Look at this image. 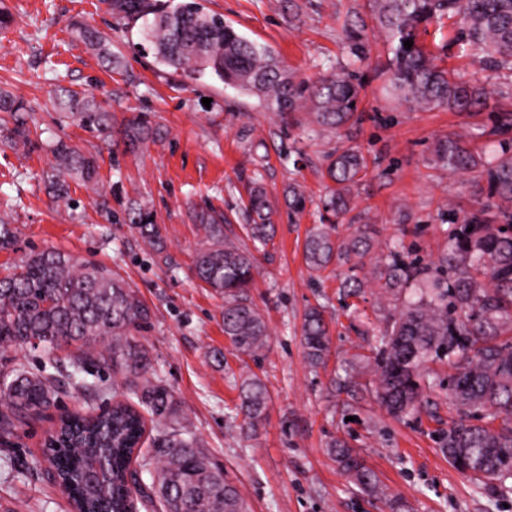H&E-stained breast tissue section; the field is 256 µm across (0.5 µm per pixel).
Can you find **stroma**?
Wrapping results in <instances>:
<instances>
[{
    "mask_svg": "<svg viewBox=\"0 0 512 512\" xmlns=\"http://www.w3.org/2000/svg\"><path fill=\"white\" fill-rule=\"evenodd\" d=\"M205 10L250 40L267 45L288 69L316 78L356 64L361 114L352 127L319 131L307 113L284 119L256 97L210 76L193 80L138 49L139 28L108 13L102 0H0L14 22L0 32V90L27 106L29 143L0 141V216L16 230L14 247L0 250V273L33 250L54 248L110 269L136 289L151 319L134 338L150 353L163 383L173 390L189 429L213 463L250 506V512H512V493L475 486L445 458L437 443L455 411L448 402L447 361L429 365L434 384L427 411L392 418L374 400V348L391 323L396 300L377 281L344 297L348 266L308 269L303 246L321 223L330 156L359 147L367 167L349 212L336 221L338 239L366 228L379 256L397 244L411 260L427 263L445 250L451 216L475 206L472 175H450L431 165L439 139L464 136L474 151L495 148L494 118L512 113V74H495L456 42L454 21L431 24L420 42L458 80L489 83L492 93L470 112L421 110L392 96L383 68L386 34L369 0H200ZM89 23L112 39L120 69H106L76 37ZM362 62H354V48ZM66 88L108 101L115 124L146 115L161 140L132 152L119 136L95 137L65 125L53 105ZM63 137L99 150L100 181L74 182L67 197L48 189L55 161L50 141ZM261 179L274 211L276 235L258 255L250 290L263 313L268 343L258 359H239L224 336L223 296L199 281L195 250L202 238L198 212L226 219L224 233L244 239L248 189ZM301 184L304 211L292 212L284 190ZM146 205L162 228L168 262H160L128 215ZM322 304L330 329L323 366L304 357L301 327L309 306ZM359 375L352 390L333 382L346 368ZM257 374L269 403L254 435L240 434L233 412L234 375ZM82 391L67 388L56 404L18 425L0 444V512H70L66 495L40 460L47 435L62 413L85 409ZM345 439L378 476L386 496L362 493L327 453L330 438Z\"/></svg>",
    "mask_w": 512,
    "mask_h": 512,
    "instance_id": "35a3bbf8",
    "label": "stroma"
}]
</instances>
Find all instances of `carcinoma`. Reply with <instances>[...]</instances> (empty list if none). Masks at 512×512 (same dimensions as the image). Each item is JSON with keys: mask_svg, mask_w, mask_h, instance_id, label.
Returning <instances> with one entry per match:
<instances>
[{"mask_svg": "<svg viewBox=\"0 0 512 512\" xmlns=\"http://www.w3.org/2000/svg\"><path fill=\"white\" fill-rule=\"evenodd\" d=\"M103 3L112 14L140 23L143 48L176 72L208 74L258 96L284 117L305 110L324 128L339 129L355 120L360 84L349 70L326 72L312 82L300 78L269 47L207 13L197 0ZM371 7L390 45L384 75L395 94L415 107L471 111L491 95L485 85L457 81L419 43L420 27L445 17L455 19L465 50L480 55L491 70L512 72V0H371ZM76 31L103 65L121 64L100 30L81 24ZM406 40L413 41L409 50ZM57 106L65 119L85 131L112 135V116L94 99L62 90ZM24 111L21 101L0 92V112L14 117V126L0 135L3 141L27 142L28 127L17 117ZM120 134L133 149L160 136L144 115L128 121ZM50 152L58 166V194L67 193L70 179L97 182L96 153L63 139ZM433 161L451 175L478 173L487 191L475 211L449 226L448 249L438 260L408 262L396 245L378 257L380 287L411 294L375 347V396L394 417L420 410L423 389L432 384L426 362L448 359L455 371L448 398L458 418L441 431L439 448L452 463L466 459L471 468L467 476L475 484L506 488L512 483V140L500 141L491 155L482 157L461 138L448 136L436 143ZM365 166L362 153L352 146L329 161L326 174L336 189L323 202L325 212L338 216L350 209L352 188ZM306 200L301 186L288 187L290 209L302 211ZM248 212L247 236L256 249H264L276 229L258 179L249 190ZM131 221L159 259L168 262L151 212L136 207ZM199 221L204 236L194 258L197 277L224 295V337L237 354L254 357L268 341L264 317L248 295L258 271L255 257L224 237L222 214L203 212ZM334 230L332 224H320L309 231L304 246L309 268L319 272L344 261L353 271L363 269L371 251L369 239L361 233L338 241ZM149 320L148 307L129 283L58 250L34 251L0 277V355L34 340L47 354L73 347L68 378L83 381L82 387L94 394L112 390V403L105 410L61 417L45 446L47 462L69 484L68 496L78 512H137L155 501L164 512H249L202 441L183 425L173 393L156 376L148 350L135 341L133 332ZM105 338L112 344L107 355L96 350ZM302 345L310 366L324 364L329 328L320 304L305 314ZM102 365L123 374V384L109 388L101 378L85 380ZM236 388L242 429H253L267 410V386L251 374L240 377ZM59 392L55 374L45 366L35 372L16 370L10 380L1 377L0 405L5 410L0 412V437L11 435L17 418L54 404ZM148 422L155 432V453L150 456L142 452ZM327 452L363 493L384 495L378 477L346 441L331 439ZM92 459L103 460L106 468L90 487L85 468ZM136 461L142 470L132 467Z\"/></svg>", "mask_w": 512, "mask_h": 512, "instance_id": "1", "label": "carcinoma"}]
</instances>
